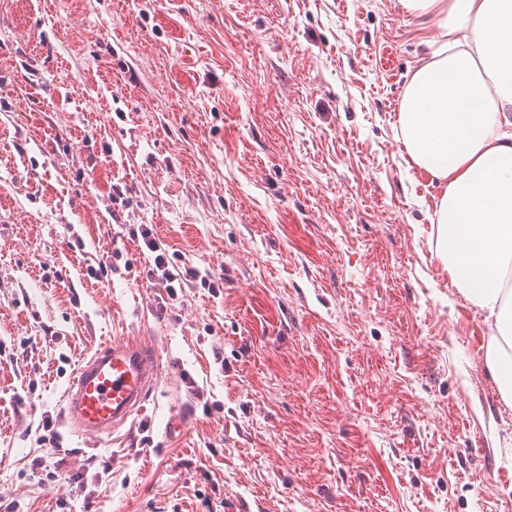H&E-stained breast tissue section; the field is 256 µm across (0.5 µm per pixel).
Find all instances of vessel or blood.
<instances>
[{"label":"vessel or blood","mask_w":512,"mask_h":512,"mask_svg":"<svg viewBox=\"0 0 512 512\" xmlns=\"http://www.w3.org/2000/svg\"><path fill=\"white\" fill-rule=\"evenodd\" d=\"M160 373L158 350L151 342L101 344L83 360L63 392V423L80 436L119 438L130 419L145 411Z\"/></svg>","instance_id":"1"}]
</instances>
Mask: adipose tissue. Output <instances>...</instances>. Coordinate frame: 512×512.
<instances>
[{
	"mask_svg": "<svg viewBox=\"0 0 512 512\" xmlns=\"http://www.w3.org/2000/svg\"><path fill=\"white\" fill-rule=\"evenodd\" d=\"M438 18L398 114L413 164L441 189L436 250L459 292L501 323L512 312V0H399Z\"/></svg>",
	"mask_w": 512,
	"mask_h": 512,
	"instance_id": "obj_1",
	"label": "adipose tissue"
}]
</instances>
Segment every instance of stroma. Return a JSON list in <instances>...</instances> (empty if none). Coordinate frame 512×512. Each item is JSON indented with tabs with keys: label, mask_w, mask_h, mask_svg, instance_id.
<instances>
[{
	"label": "stroma",
	"mask_w": 512,
	"mask_h": 512,
	"mask_svg": "<svg viewBox=\"0 0 512 512\" xmlns=\"http://www.w3.org/2000/svg\"><path fill=\"white\" fill-rule=\"evenodd\" d=\"M437 33L398 0H0V512H512L493 327L397 125ZM143 224L209 286L148 278ZM127 337L157 391L73 437L69 379Z\"/></svg>",
	"instance_id": "obj_1"
}]
</instances>
